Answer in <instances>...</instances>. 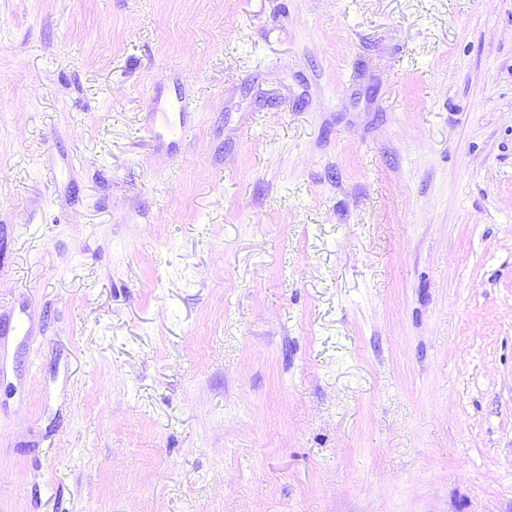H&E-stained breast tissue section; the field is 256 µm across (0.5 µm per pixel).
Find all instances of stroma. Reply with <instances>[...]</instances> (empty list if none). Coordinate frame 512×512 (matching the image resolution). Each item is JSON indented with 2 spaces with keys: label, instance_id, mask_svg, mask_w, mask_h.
I'll list each match as a JSON object with an SVG mask.
<instances>
[{
  "label": "stroma",
  "instance_id": "35a3bbf8",
  "mask_svg": "<svg viewBox=\"0 0 512 512\" xmlns=\"http://www.w3.org/2000/svg\"><path fill=\"white\" fill-rule=\"evenodd\" d=\"M0 512H512V0H0ZM191 109L190 100L177 91L158 89L151 100L149 116L153 137L160 146L172 147L191 133L188 121Z\"/></svg>",
  "mask_w": 512,
  "mask_h": 512
}]
</instances>
